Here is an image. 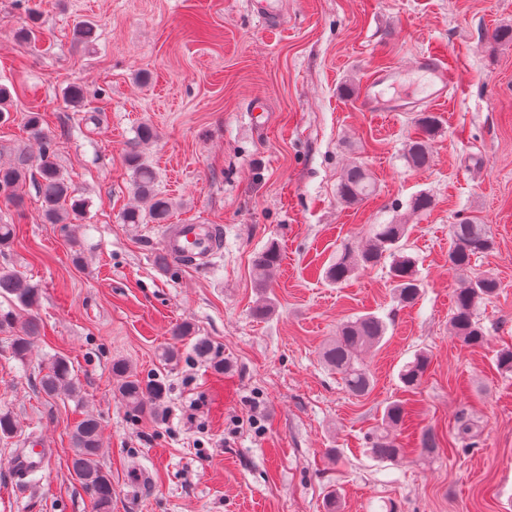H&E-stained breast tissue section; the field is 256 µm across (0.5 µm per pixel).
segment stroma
Returning <instances> with one entry per match:
<instances>
[{"label": "stroma", "instance_id": "35a3bbf8", "mask_svg": "<svg viewBox=\"0 0 512 512\" xmlns=\"http://www.w3.org/2000/svg\"><path fill=\"white\" fill-rule=\"evenodd\" d=\"M32 8L40 28L27 41L17 31ZM510 27L512 0H0V85L11 92L0 162L37 158L25 117L39 113L86 202L79 221L53 224L33 181L20 183L21 205L0 197V224L15 227L0 269L40 289L31 312L0 296V315L41 323L21 361L0 332V411L18 425L0 437V512H95L71 467L70 433L89 413L102 424L112 512H326L334 492L339 512H512V373L496 363L512 348V43L492 39ZM431 49L451 56L458 86L433 106L431 158L416 169L405 153L417 109L365 112L357 94L374 71ZM132 153L153 168L171 223L217 226L209 264L169 260L163 225L123 223ZM355 162L374 191L347 205L337 186ZM421 193L432 204L412 212ZM395 217L422 280L415 305H400L383 265L325 280L343 243L363 245L370 225ZM468 219L495 241L473 272L500 282L478 312L480 346L448 327L460 280L451 227ZM273 242L275 308L258 319L253 260ZM368 312L387 331L366 356L373 389L358 398L320 352ZM184 324L212 341L224 371L174 341ZM171 346L179 354L163 363ZM419 352L430 365L408 391L398 373ZM58 357L77 396L40 389ZM118 359L165 380L161 408L130 411ZM393 401L413 411L409 454L380 462L369 437ZM428 432L438 446L425 455L416 446ZM33 443L50 448L47 467L15 474L9 460Z\"/></svg>", "mask_w": 512, "mask_h": 512}]
</instances>
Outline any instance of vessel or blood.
<instances>
[{
	"label": "vessel or blood",
	"instance_id": "obj_1",
	"mask_svg": "<svg viewBox=\"0 0 512 512\" xmlns=\"http://www.w3.org/2000/svg\"><path fill=\"white\" fill-rule=\"evenodd\" d=\"M416 66L427 77V87L423 96L394 95L386 96L385 88L396 87L401 83V73L396 69L381 70L373 73L366 91L360 98L361 107L368 112H401L411 105L424 107L447 100L448 94L456 82V73L446 58L425 53L418 57ZM216 227L212 224L170 225L162 238L164 253L179 263L203 265L214 252ZM48 452L43 448H34L14 457L10 467L18 473L26 472L29 465L46 466Z\"/></svg>",
	"mask_w": 512,
	"mask_h": 512
}]
</instances>
